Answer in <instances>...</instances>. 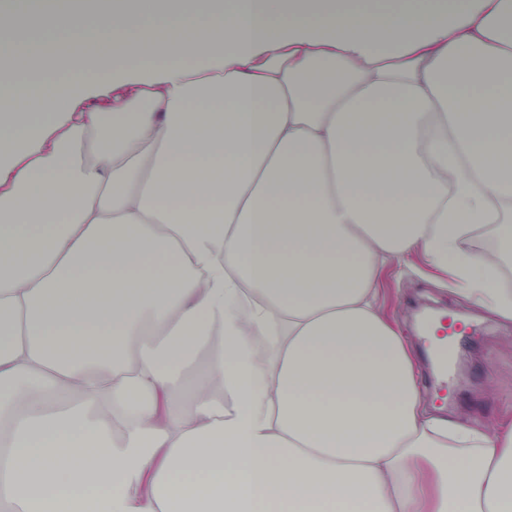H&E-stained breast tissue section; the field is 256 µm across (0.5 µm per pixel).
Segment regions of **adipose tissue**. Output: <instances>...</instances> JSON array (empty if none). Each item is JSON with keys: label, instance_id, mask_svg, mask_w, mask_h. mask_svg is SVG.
Instances as JSON below:
<instances>
[{"label": "adipose tissue", "instance_id": "1", "mask_svg": "<svg viewBox=\"0 0 512 512\" xmlns=\"http://www.w3.org/2000/svg\"><path fill=\"white\" fill-rule=\"evenodd\" d=\"M49 10L0 47V502L512 512V402L430 412L377 290L417 255L512 323L465 246L512 245V0Z\"/></svg>", "mask_w": 512, "mask_h": 512}]
</instances>
